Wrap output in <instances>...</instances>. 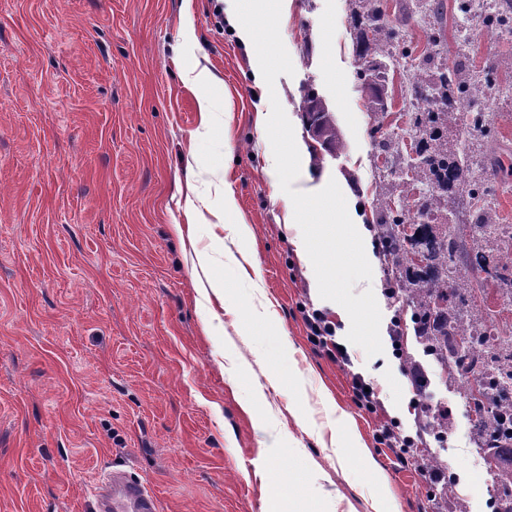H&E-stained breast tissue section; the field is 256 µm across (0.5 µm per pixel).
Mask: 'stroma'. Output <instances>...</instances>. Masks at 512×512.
Returning a JSON list of instances; mask_svg holds the SVG:
<instances>
[{"label":"stroma","mask_w":512,"mask_h":512,"mask_svg":"<svg viewBox=\"0 0 512 512\" xmlns=\"http://www.w3.org/2000/svg\"><path fill=\"white\" fill-rule=\"evenodd\" d=\"M224 0H0V512H96L111 473L132 475L159 512H433L416 466L399 464L376 435L384 422L415 436L418 411L406 357L427 365L426 401L449 409L446 440L423 443L458 484L459 512H492L483 460L472 453V404L417 343L410 314L388 298L383 261L372 267L383 354L347 344L350 318L322 299L293 204L266 133L277 95L303 146L293 189L347 187L377 253L379 192L411 198L418 182L378 178L372 131L384 124L402 151L417 141L400 119L401 65H391L386 113L371 111L357 80L350 0H282L280 34L295 68L260 91L253 46L219 21ZM441 19L419 0H386L397 43L422 53ZM466 51L446 55L465 74L488 55L512 57L484 19ZM209 82L195 85L200 71ZM490 74L475 97L492 133L449 135L512 147V98ZM327 102L345 150L327 153L302 112L305 89ZM213 127L200 133V112ZM205 203L192 241H180L182 185ZM232 193L247 238L215 230ZM251 255L247 276H224L229 256ZM204 254L207 267L195 266ZM223 275L227 307L208 310L196 285ZM269 298L277 323L257 308ZM336 324L352 367L309 341L301 307ZM400 337L401 351L391 339ZM290 368L272 386L268 368ZM371 380L383 410L359 409L351 371ZM348 414L381 473L345 472L331 452ZM296 481L302 496L288 487Z\"/></svg>","instance_id":"obj_1"}]
</instances>
